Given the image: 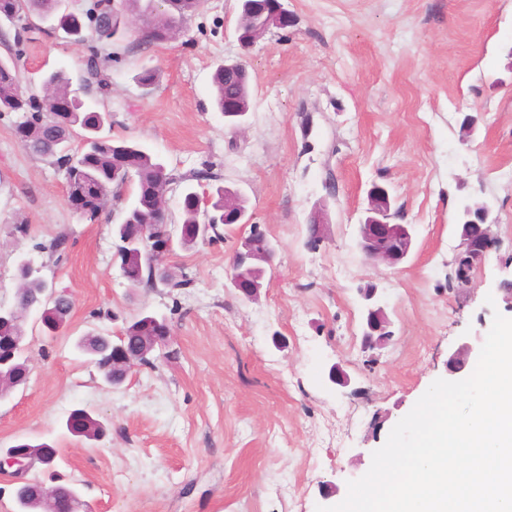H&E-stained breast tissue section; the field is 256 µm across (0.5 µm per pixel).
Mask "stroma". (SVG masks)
<instances>
[{
    "mask_svg": "<svg viewBox=\"0 0 512 512\" xmlns=\"http://www.w3.org/2000/svg\"><path fill=\"white\" fill-rule=\"evenodd\" d=\"M295 24L265 34L249 53L236 41L239 0H206L176 35L144 50L112 46L106 95L110 136L144 145L181 171L211 165L239 190L247 216L275 246L255 299L228 272L246 226L223 241L175 250L165 266L190 288L131 286L113 259L118 206L97 223L66 202L61 171L28 154L15 117L0 115V302L32 258L76 306L58 333L26 321L24 390L0 401V448H58L59 470L89 512H316L340 503L369 469L396 423L431 383L448 376L463 342L482 347L494 314H507L512 280V0H285ZM0 27V57L20 59L21 83L39 90L54 69L78 78L89 47ZM239 59L250 109L230 127L212 104L218 64ZM146 69L154 86L139 85ZM477 119L462 135L464 115ZM387 188L394 221L413 247L396 267L357 247L373 185ZM489 208L497 247L468 286L449 284L465 204ZM320 214L324 241L306 245ZM26 223L27 234L16 224ZM66 233L61 258L37 243ZM375 286L393 335L365 350V302ZM144 312L164 314L171 339L153 365L105 386L76 343L120 335ZM347 385L329 379L332 366ZM87 410L105 437L70 436Z\"/></svg>",
    "mask_w": 512,
    "mask_h": 512,
    "instance_id": "35a3bbf8",
    "label": "stroma"
}]
</instances>
